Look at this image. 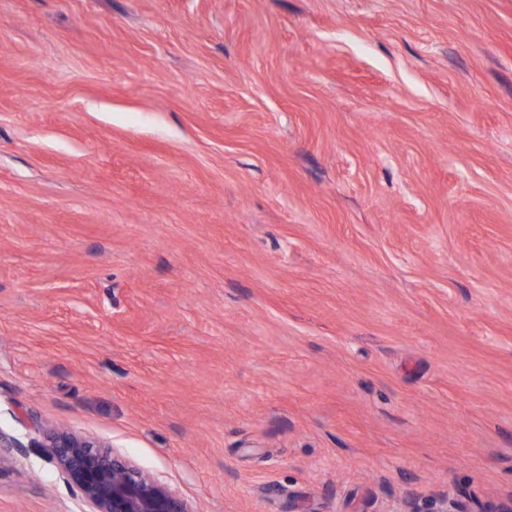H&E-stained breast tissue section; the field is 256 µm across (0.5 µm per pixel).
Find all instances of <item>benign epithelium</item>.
Masks as SVG:
<instances>
[{"mask_svg":"<svg viewBox=\"0 0 512 512\" xmlns=\"http://www.w3.org/2000/svg\"><path fill=\"white\" fill-rule=\"evenodd\" d=\"M42 448L60 476L84 505L82 512H191L165 482L114 453L112 447L66 431H46ZM24 445L0 429V466L23 452ZM428 512H470L443 495Z\"/></svg>","mask_w":512,"mask_h":512,"instance_id":"obj_1","label":"benign epithelium"}]
</instances>
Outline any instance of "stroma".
Returning a JSON list of instances; mask_svg holds the SVG:
<instances>
[{"label":"stroma","mask_w":512,"mask_h":512,"mask_svg":"<svg viewBox=\"0 0 512 512\" xmlns=\"http://www.w3.org/2000/svg\"><path fill=\"white\" fill-rule=\"evenodd\" d=\"M91 437L192 512L512 496V0H0V512Z\"/></svg>","instance_id":"stroma-1"}]
</instances>
